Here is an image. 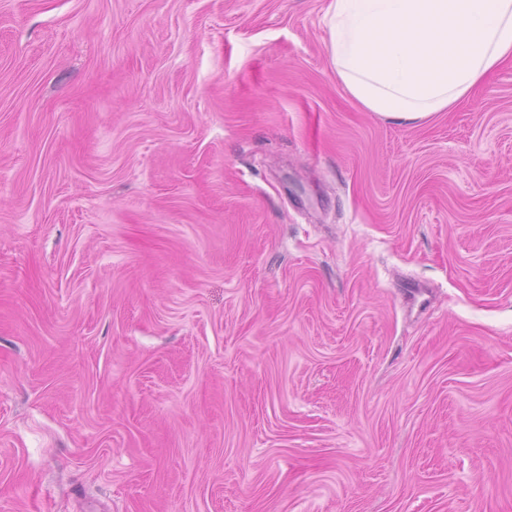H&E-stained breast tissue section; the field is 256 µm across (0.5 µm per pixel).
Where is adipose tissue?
Listing matches in <instances>:
<instances>
[{
    "instance_id": "obj_1",
    "label": "adipose tissue",
    "mask_w": 512,
    "mask_h": 512,
    "mask_svg": "<svg viewBox=\"0 0 512 512\" xmlns=\"http://www.w3.org/2000/svg\"><path fill=\"white\" fill-rule=\"evenodd\" d=\"M326 51L364 111L420 122L512 62V0H330Z\"/></svg>"
}]
</instances>
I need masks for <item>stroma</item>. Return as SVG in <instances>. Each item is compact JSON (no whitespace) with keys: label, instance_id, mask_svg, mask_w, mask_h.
Wrapping results in <instances>:
<instances>
[{"label":"stroma","instance_id":"obj_1","mask_svg":"<svg viewBox=\"0 0 512 512\" xmlns=\"http://www.w3.org/2000/svg\"><path fill=\"white\" fill-rule=\"evenodd\" d=\"M328 0H0V512H512V66L408 125Z\"/></svg>","mask_w":512,"mask_h":512}]
</instances>
